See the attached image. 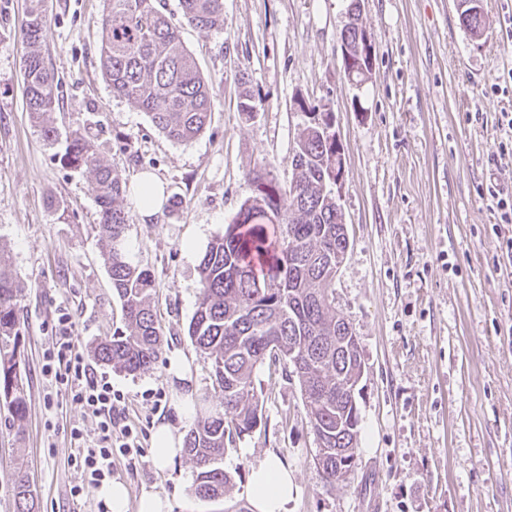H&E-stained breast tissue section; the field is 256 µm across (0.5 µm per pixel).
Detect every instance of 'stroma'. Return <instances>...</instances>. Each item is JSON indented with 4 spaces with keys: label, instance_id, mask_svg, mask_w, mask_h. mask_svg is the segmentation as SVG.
<instances>
[{
    "label": "stroma",
    "instance_id": "35a3bbf8",
    "mask_svg": "<svg viewBox=\"0 0 512 512\" xmlns=\"http://www.w3.org/2000/svg\"><path fill=\"white\" fill-rule=\"evenodd\" d=\"M162 2L215 87L210 123L183 144L113 96L99 65L103 0L45 2L60 137L44 141L24 98L27 0H0V246L21 287L27 401L20 432L0 407V512H14L20 463L39 512H110L98 496L71 495L80 479L70 429L96 423L43 372L59 312L86 356L124 326L96 231L95 184L66 163V136L80 132L126 183L149 172L166 193L148 220L123 197L132 259L155 278L163 344L150 370L111 374L140 445L134 462L113 450L112 479L133 503L152 487L171 512H225L226 502L195 497L186 457L164 471L153 465L152 434L177 423L181 394L212 388L187 336L202 251L251 197L254 166L290 181L300 105L321 100L336 114L346 164L350 245L334 306L365 364L357 465L348 481L326 485L296 378L264 365L253 376L261 424L224 456L232 500L247 503L252 467L272 454L294 472L287 512H512V266L502 261L512 223L495 202L512 198V130L501 123L512 113V0H483L490 25L478 37L461 26L458 0H360L376 56L359 88L341 54L351 0H224V28L211 32L185 24L179 0ZM245 87L251 117L238 108ZM187 239L195 252L184 251ZM174 352L190 382L169 374Z\"/></svg>",
    "mask_w": 512,
    "mask_h": 512
}]
</instances>
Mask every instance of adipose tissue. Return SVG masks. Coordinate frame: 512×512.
Returning <instances> with one entry per match:
<instances>
[{
  "label": "adipose tissue",
  "mask_w": 512,
  "mask_h": 512,
  "mask_svg": "<svg viewBox=\"0 0 512 512\" xmlns=\"http://www.w3.org/2000/svg\"><path fill=\"white\" fill-rule=\"evenodd\" d=\"M294 478L287 465L270 455L250 471L247 495L252 512H286Z\"/></svg>",
  "instance_id": "ef3b65f1"
}]
</instances>
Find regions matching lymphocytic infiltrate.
Masks as SVG:
<instances>
[{
  "mask_svg": "<svg viewBox=\"0 0 512 512\" xmlns=\"http://www.w3.org/2000/svg\"><path fill=\"white\" fill-rule=\"evenodd\" d=\"M68 313H60L52 338L57 367H46L71 403L79 405L96 421V434L72 426L70 437L76 448L71 462L81 482L73 486V496H87L112 476V452L130 453L138 448L132 428L121 425L120 408L112 399V380L94 371L76 347Z\"/></svg>",
  "mask_w": 512,
  "mask_h": 512,
  "instance_id": "lymphocytic-infiltrate-1",
  "label": "lymphocytic infiltrate"
}]
</instances>
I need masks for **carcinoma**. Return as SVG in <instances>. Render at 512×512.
<instances>
[{
	"mask_svg": "<svg viewBox=\"0 0 512 512\" xmlns=\"http://www.w3.org/2000/svg\"><path fill=\"white\" fill-rule=\"evenodd\" d=\"M22 33L26 109L47 142L58 139L50 119L59 103L58 85L44 65L47 17L44 0H31ZM183 18L196 29H224L223 0H180ZM100 65L112 94L146 112L174 143L188 142L206 128L214 97L178 27L157 0H104ZM291 161L299 195L283 194L266 169L251 181L258 193L241 206L224 234L213 238L198 265V296L188 327L192 345L211 365L219 405H194L195 419L184 453L195 468L196 497L221 501L233 486L224 471L226 439L251 433L262 412L253 374L268 363L300 361L292 374L304 391L311 430L325 437L314 463L325 480L346 481L347 461L357 456L360 420L349 432L336 430L345 416L357 370L364 365L358 343L336 346L334 280L324 275V252L336 249V207L329 182L336 150L318 132L303 129ZM70 165L92 174L100 208L102 256L122 305L125 329L93 346L97 361L135 375L156 363L162 336L150 270L129 258L128 212L121 199L126 183L104 164L83 136L73 132L65 153ZM19 284L0 250V403L22 431L27 404L21 374ZM349 454L336 457V448ZM15 512H38V500L23 470L15 474Z\"/></svg>",
	"mask_w": 512,
	"mask_h": 512,
	"instance_id": "carcinoma-1",
	"label": "carcinoma"
}]
</instances>
